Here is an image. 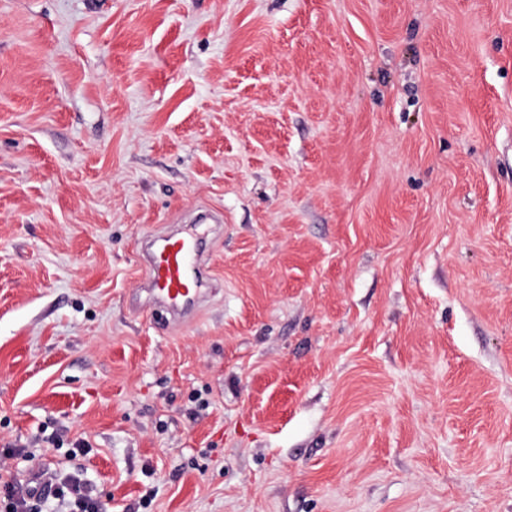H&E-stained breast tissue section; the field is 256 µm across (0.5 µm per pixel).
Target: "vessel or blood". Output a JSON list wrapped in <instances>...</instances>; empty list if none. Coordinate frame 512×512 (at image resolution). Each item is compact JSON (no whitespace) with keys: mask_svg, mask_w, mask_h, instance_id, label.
Wrapping results in <instances>:
<instances>
[{"mask_svg":"<svg viewBox=\"0 0 512 512\" xmlns=\"http://www.w3.org/2000/svg\"><path fill=\"white\" fill-rule=\"evenodd\" d=\"M202 242L189 233L160 237L148 253L147 285L152 305L175 322L189 319L204 299L209 274L201 264Z\"/></svg>","mask_w":512,"mask_h":512,"instance_id":"b4317fda","label":"vessel or blood"}]
</instances>
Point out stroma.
<instances>
[{"label": "stroma", "mask_w": 512, "mask_h": 512, "mask_svg": "<svg viewBox=\"0 0 512 512\" xmlns=\"http://www.w3.org/2000/svg\"><path fill=\"white\" fill-rule=\"evenodd\" d=\"M5 443L112 512H512V0H0ZM157 241L147 259L150 301L164 308L174 322H184L203 301L208 287L209 274L201 265V238L184 232Z\"/></svg>", "instance_id": "stroma-1"}]
</instances>
